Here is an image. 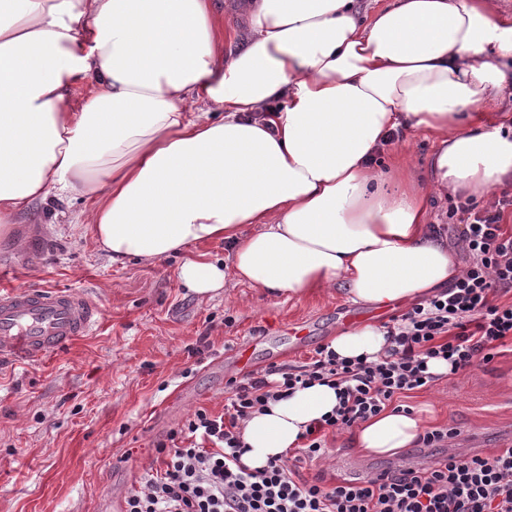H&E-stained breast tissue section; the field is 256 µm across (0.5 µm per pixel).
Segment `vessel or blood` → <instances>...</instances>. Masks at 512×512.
<instances>
[{
	"label": "vessel or blood",
	"mask_w": 512,
	"mask_h": 512,
	"mask_svg": "<svg viewBox=\"0 0 512 512\" xmlns=\"http://www.w3.org/2000/svg\"><path fill=\"white\" fill-rule=\"evenodd\" d=\"M98 303L80 291L5 287L0 289V361H38L91 330Z\"/></svg>",
	"instance_id": "obj_1"
}]
</instances>
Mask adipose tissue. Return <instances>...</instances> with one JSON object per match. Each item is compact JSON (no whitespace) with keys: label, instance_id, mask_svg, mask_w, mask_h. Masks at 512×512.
<instances>
[{"label":"adipose tissue","instance_id":"obj_1","mask_svg":"<svg viewBox=\"0 0 512 512\" xmlns=\"http://www.w3.org/2000/svg\"><path fill=\"white\" fill-rule=\"evenodd\" d=\"M249 8L252 40L228 52L210 0H0V234L51 193L86 194L113 262L182 256L177 278L203 299L229 278L272 298L436 295L461 269L432 232L431 196H489L512 180V126L481 111L512 79L501 67L512 23L491 0ZM78 82L93 90L74 106ZM399 128L437 138L426 185L405 156L375 161ZM216 241L231 246V269L197 255ZM385 335L367 323L327 345L372 360ZM337 403L319 384L269 402L241 424L242 462L260 468L301 447ZM424 426L387 409L346 437L360 454L393 456Z\"/></svg>","mask_w":512,"mask_h":512}]
</instances>
